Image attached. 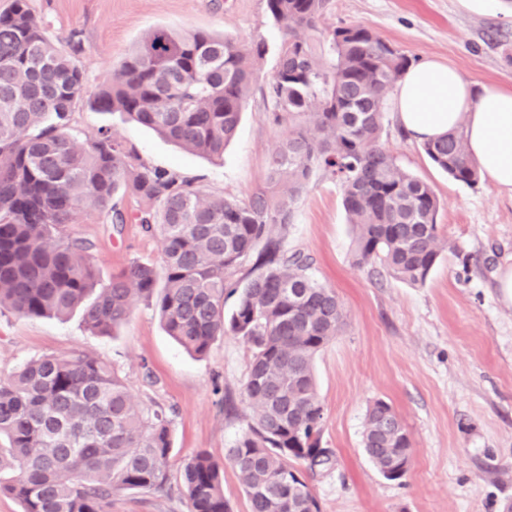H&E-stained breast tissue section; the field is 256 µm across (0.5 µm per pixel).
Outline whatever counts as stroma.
<instances>
[{"mask_svg": "<svg viewBox=\"0 0 512 512\" xmlns=\"http://www.w3.org/2000/svg\"><path fill=\"white\" fill-rule=\"evenodd\" d=\"M27 3L54 43L81 44L76 61L88 95L72 114L80 146L104 129L141 162L197 178L207 191L244 198L264 184L282 132L265 95L282 38L266 0ZM326 18L335 26L365 25L411 59L455 67L464 81L512 88V6L505 0H330ZM156 27L266 42L260 79L221 162L187 153L90 103L106 73ZM382 140L403 169L434 189L439 235L453 250L416 286L377 265L353 266L340 189L312 176L286 244L314 258L318 278L335 289L347 318L314 360L321 445L333 450L334 464L305 480L321 512H506L512 505V307L503 302L496 274L512 264V195L485 180L467 186L448 179L394 112L384 114ZM73 230L95 242L91 261L102 278L135 258L161 260L157 240L134 224L113 232L95 209H86ZM74 352L110 361L135 400L152 399L172 411L168 492L114 491L109 512H189L179 468L201 451L225 464L231 512H249L238 475L225 463L251 414L243 396L250 350L241 339L218 337L206 356H191L143 299L114 337L91 334L77 314L62 320L0 313V375L40 355ZM377 399L391 405L410 434L411 466L401 482L385 479L362 450L365 414Z\"/></svg>", "mask_w": 512, "mask_h": 512, "instance_id": "35a3bbf8", "label": "stroma"}]
</instances>
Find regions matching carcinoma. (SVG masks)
<instances>
[{
  "label": "carcinoma",
  "instance_id": "obj_1",
  "mask_svg": "<svg viewBox=\"0 0 512 512\" xmlns=\"http://www.w3.org/2000/svg\"><path fill=\"white\" fill-rule=\"evenodd\" d=\"M328 5L266 0L283 34L267 89L284 130L264 185L245 200L141 164L102 129L79 149L71 114L86 92L74 60L80 44L59 49L26 0L0 15V310L36 318L78 310L87 331L110 335L142 298L155 301L166 333L194 355L220 336L242 339L251 349L244 396L252 416L228 460L250 512H320L299 467L313 472L333 458L320 446L314 359L346 312L313 258L284 246L313 173L340 189L354 265L378 264L423 285L448 248L433 188L381 142L390 95L411 60L366 26L326 24ZM264 54L261 40L158 27L108 73L93 105L218 162ZM422 148L454 181L478 182L461 131ZM127 191L142 200L133 212L122 204ZM87 207L117 232L131 223L159 239L161 264L135 259L101 279L90 262L95 244L71 230ZM362 443L380 472L396 457L389 480L407 476L410 435L387 402L369 405ZM172 449L165 411L136 402L102 359L42 355L0 380V474L13 473L0 479V492L22 512H106L118 489L161 490ZM180 477L190 512H229L224 464L198 452Z\"/></svg>",
  "mask_w": 512,
  "mask_h": 512
}]
</instances>
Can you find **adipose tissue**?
I'll return each mask as SVG.
<instances>
[{
    "instance_id": "adipose-tissue-1",
    "label": "adipose tissue",
    "mask_w": 512,
    "mask_h": 512,
    "mask_svg": "<svg viewBox=\"0 0 512 512\" xmlns=\"http://www.w3.org/2000/svg\"><path fill=\"white\" fill-rule=\"evenodd\" d=\"M394 107L417 140L462 131L482 177L512 194V89L465 82L454 67L426 59L402 75Z\"/></svg>"
}]
</instances>
